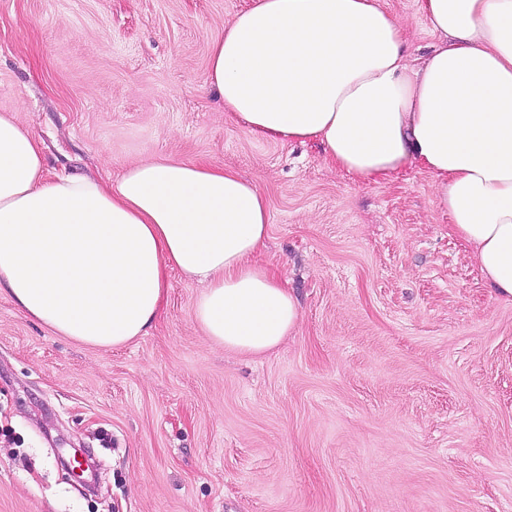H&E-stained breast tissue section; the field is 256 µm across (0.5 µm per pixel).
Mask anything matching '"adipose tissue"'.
Listing matches in <instances>:
<instances>
[{"label":"adipose tissue","mask_w":512,"mask_h":512,"mask_svg":"<svg viewBox=\"0 0 512 512\" xmlns=\"http://www.w3.org/2000/svg\"><path fill=\"white\" fill-rule=\"evenodd\" d=\"M419 63L377 0H251L209 49V85L255 136L315 141L359 182L412 163L495 294L512 300V0H420ZM270 224L255 182L158 158L115 184L48 178L42 147L0 113V286L61 335L119 346L156 318L167 273L204 282L195 317L225 348L262 354L299 319L254 263Z\"/></svg>","instance_id":"ef3b65f1"}]
</instances>
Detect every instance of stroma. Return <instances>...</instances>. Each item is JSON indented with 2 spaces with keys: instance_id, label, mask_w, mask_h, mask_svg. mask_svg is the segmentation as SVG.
Wrapping results in <instances>:
<instances>
[{
  "instance_id": "stroma-1",
  "label": "stroma",
  "mask_w": 512,
  "mask_h": 512,
  "mask_svg": "<svg viewBox=\"0 0 512 512\" xmlns=\"http://www.w3.org/2000/svg\"><path fill=\"white\" fill-rule=\"evenodd\" d=\"M251 0H0V113L49 174L116 181L158 157L253 180L255 255L298 303L273 350L206 336L203 284L98 347L0 294V512H512V302L483 279L420 165L364 185L315 142L253 135L208 84ZM431 43L419 0H379ZM84 450L97 479L62 458Z\"/></svg>"
}]
</instances>
